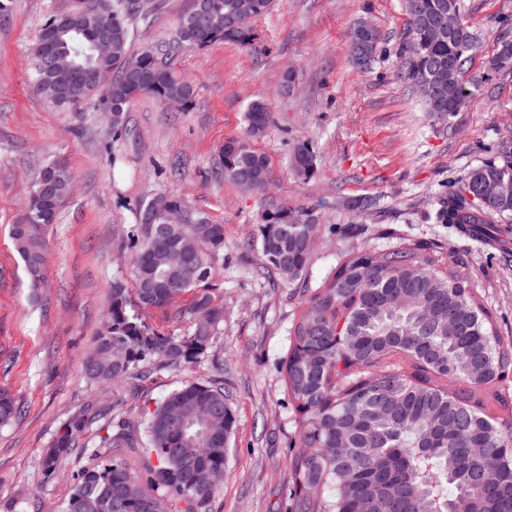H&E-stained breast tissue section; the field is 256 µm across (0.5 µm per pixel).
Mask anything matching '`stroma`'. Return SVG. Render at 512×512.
<instances>
[{"mask_svg":"<svg viewBox=\"0 0 512 512\" xmlns=\"http://www.w3.org/2000/svg\"><path fill=\"white\" fill-rule=\"evenodd\" d=\"M74 2L14 0L10 22L0 26V388L21 407L20 417L0 426V512H60L81 473L98 463L89 445L43 472V455L68 417L100 403L136 416L191 379L219 382L234 417L228 473L211 512H284L297 432L279 364L297 300L259 276V253L243 247L272 203L319 215L308 270L315 282L354 245L380 251L406 238L452 251L467 261L500 338L512 342V253L434 220L440 195L512 138V69L487 66L501 43L512 42V0H461L478 38L470 72L481 82L448 120L426 112L393 76L406 23L402 0H273L252 25V47L216 43L174 59L197 88L190 111L140 96L125 117L132 134L119 139L92 103L57 110L32 83L30 51L42 24ZM154 2L137 44L168 39L193 7V0ZM361 22L381 37L368 69L349 54ZM256 99L274 114L255 143L271 160L264 194L211 173L225 140L244 135ZM308 141L318 174L303 181L288 156ZM41 161L65 165L72 188L47 235V286L36 291L9 229ZM159 194L185 199V221L224 227V269L214 280L224 298L220 339L190 367L92 385L81 362L102 327L113 279H131L124 232L137 221L138 203ZM361 198L374 206L355 207Z\"/></svg>","mask_w":512,"mask_h":512,"instance_id":"stroma-1","label":"stroma"}]
</instances>
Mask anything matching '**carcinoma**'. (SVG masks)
Here are the masks:
<instances>
[{
	"label": "carcinoma",
	"mask_w": 512,
	"mask_h": 512,
	"mask_svg": "<svg viewBox=\"0 0 512 512\" xmlns=\"http://www.w3.org/2000/svg\"><path fill=\"white\" fill-rule=\"evenodd\" d=\"M103 23L112 31V52L98 57L90 39L70 31L53 52L101 75L99 88L62 97L48 70L51 54L37 41L31 51L36 92L66 110L93 100L120 136L124 113L141 95L159 101L177 96L182 110L196 91L170 67L182 49L224 42L248 46L252 23L272 0H206L207 15L191 9L174 39L130 53L131 22L145 23V0H107ZM408 22L395 77L416 93L427 111L454 113L451 101L469 102L479 80H464V65L476 36L462 14L461 0H405ZM458 17L454 34L439 28L441 13ZM377 33L354 30L351 51L368 66ZM494 69L512 66V42L500 45ZM247 132L224 141L219 167L224 181L244 190L269 189V158L253 141L273 123L271 107L250 103ZM289 166L307 180L316 171L310 142L298 144ZM72 177L45 165L26 202L27 222L10 233L31 288L45 283V241ZM512 213V146L501 160L472 168L446 193L435 222L451 224L472 239H488L503 250L496 219ZM162 219L152 202L138 205L137 223L126 233L134 291L116 279L94 351L82 363L91 382L106 385L133 373L186 368L202 358L220 334L224 303L212 280L224 259V225L200 220L157 233ZM320 227L311 209L267 208L245 240L262 257V273H274L301 296L280 364L297 430L298 451L289 463L287 512H512V343L497 336L493 315L471 288L458 257L408 241L376 252L348 248L316 285L307 280V247ZM192 295L189 307L179 303ZM143 309H172L187 318L185 332L161 333ZM21 414L0 390V424ZM107 434L99 447L112 453L85 470L61 512H209L223 487L234 418L224 387L188 380L132 421L106 408L86 409L62 426L42 460L44 472L58 469L81 436L102 418ZM133 454L138 468L131 467ZM332 487L329 498L320 490ZM453 493H448V490Z\"/></svg>",
	"instance_id": "carcinoma-1"
}]
</instances>
